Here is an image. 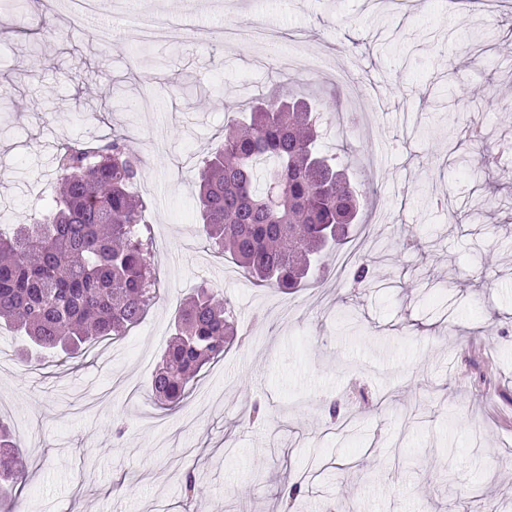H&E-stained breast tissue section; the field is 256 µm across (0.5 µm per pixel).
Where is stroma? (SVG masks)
Returning a JSON list of instances; mask_svg holds the SVG:
<instances>
[{
  "mask_svg": "<svg viewBox=\"0 0 512 512\" xmlns=\"http://www.w3.org/2000/svg\"><path fill=\"white\" fill-rule=\"evenodd\" d=\"M25 0L0 11V213L23 223L55 190L60 145L117 134L142 158L160 290L120 340L28 359L0 321V421L26 480L17 512H512V160L473 176L448 154L481 158L512 141V0ZM165 17L173 42L107 43L99 21ZM50 19L52 50L40 23ZM280 52L322 54L330 72L289 74ZM369 93L338 95L333 72ZM316 95L344 136L324 141L357 180L384 175L325 275L283 293L256 287L215 253L194 179L229 113L281 87ZM381 112L364 129L356 108ZM372 256L374 287L353 290L340 262ZM231 307L244 346L204 368L183 404L148 385L174 316L197 288ZM262 399L267 415L244 422ZM361 422L342 436L326 405ZM122 435H115V427ZM195 470L186 499L181 475Z\"/></svg>",
  "mask_w": 512,
  "mask_h": 512,
  "instance_id": "35a3bbf8",
  "label": "stroma"
}]
</instances>
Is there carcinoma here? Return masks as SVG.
<instances>
[{
	"instance_id": "carcinoma-1",
	"label": "carcinoma",
	"mask_w": 512,
	"mask_h": 512,
	"mask_svg": "<svg viewBox=\"0 0 512 512\" xmlns=\"http://www.w3.org/2000/svg\"><path fill=\"white\" fill-rule=\"evenodd\" d=\"M320 121L302 101L258 100L246 119L225 123L224 140L198 169L204 235L258 287L288 291L320 273L315 257L356 220L358 191L337 158L317 150ZM54 165L58 189L40 216L0 234V319L68 353L128 335L158 281L144 205L130 192L141 160L125 138L63 145ZM235 335L231 308L198 289L178 311L151 380L154 401L179 407ZM17 448L0 425V494L23 480Z\"/></svg>"
}]
</instances>
